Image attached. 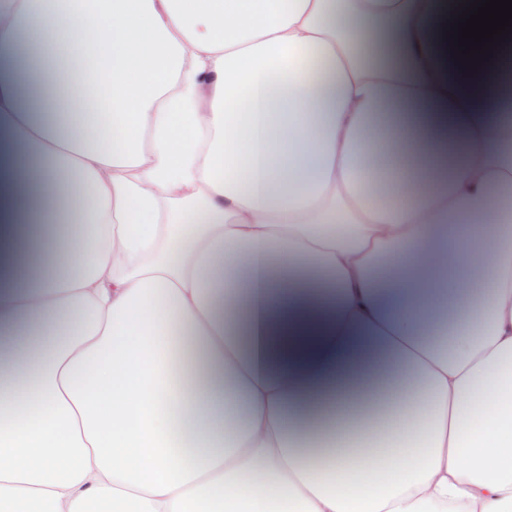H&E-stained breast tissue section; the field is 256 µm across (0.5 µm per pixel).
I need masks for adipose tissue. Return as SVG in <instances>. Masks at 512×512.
I'll return each instance as SVG.
<instances>
[{
    "mask_svg": "<svg viewBox=\"0 0 512 512\" xmlns=\"http://www.w3.org/2000/svg\"><path fill=\"white\" fill-rule=\"evenodd\" d=\"M458 3L0 0V512H512V39L466 69Z\"/></svg>",
    "mask_w": 512,
    "mask_h": 512,
    "instance_id": "ef3b65f1",
    "label": "adipose tissue"
}]
</instances>
